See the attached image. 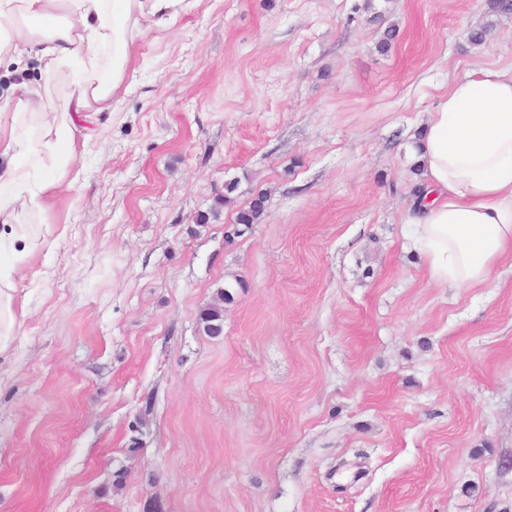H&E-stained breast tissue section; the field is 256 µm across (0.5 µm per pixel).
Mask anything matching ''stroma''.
<instances>
[{"mask_svg": "<svg viewBox=\"0 0 512 512\" xmlns=\"http://www.w3.org/2000/svg\"><path fill=\"white\" fill-rule=\"evenodd\" d=\"M495 3L199 0L139 33L18 214L0 512H512V257L440 286L403 225L439 87L512 64ZM227 288H226V287ZM224 291L220 292L219 302L231 301L232 294L227 290L228 288H241L243 281L240 278L234 277L232 281L224 284ZM215 303L206 310L204 320L213 325L208 326V334L211 336H219L222 332L223 308L220 303Z\"/></svg>", "mask_w": 512, "mask_h": 512, "instance_id": "obj_1", "label": "stroma"}]
</instances>
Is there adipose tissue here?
I'll return each instance as SVG.
<instances>
[{
  "mask_svg": "<svg viewBox=\"0 0 512 512\" xmlns=\"http://www.w3.org/2000/svg\"><path fill=\"white\" fill-rule=\"evenodd\" d=\"M197 0H0V63L36 61L46 82L67 76L64 111L48 96L0 104V351L21 326L13 275L27 254L19 209L41 210L73 160L87 114L114 110L136 34L167 29ZM417 160L421 201L404 222L428 278L448 288L490 285L512 253V66L487 67L439 93Z\"/></svg>",
  "mask_w": 512,
  "mask_h": 512,
  "instance_id": "obj_1",
  "label": "adipose tissue"
}]
</instances>
